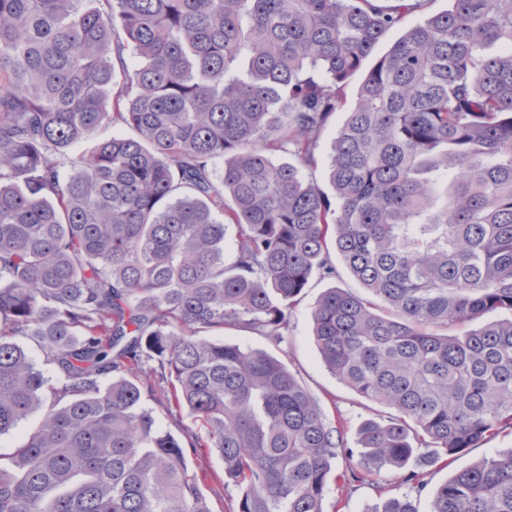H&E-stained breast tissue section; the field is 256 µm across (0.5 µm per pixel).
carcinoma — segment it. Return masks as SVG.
Returning a JSON list of instances; mask_svg holds the SVG:
<instances>
[{
    "mask_svg": "<svg viewBox=\"0 0 512 512\" xmlns=\"http://www.w3.org/2000/svg\"><path fill=\"white\" fill-rule=\"evenodd\" d=\"M105 2L0 0V437L42 413L0 453V512H211L187 459L209 450L233 512H324L331 479L381 494L383 469L512 433V318L484 320L512 313V0L411 24L428 0ZM398 27L332 141L333 205L302 169ZM104 125L132 134L68 155ZM332 249L377 302L319 297L322 362L395 411L337 476L344 430L286 364L204 336L282 342ZM428 512H512V450ZM145 405L153 410V414L162 428L169 429L177 434L179 424L191 425V418L186 412L177 413L176 416L171 415L166 409L149 399L145 401ZM40 421V413L36 412L30 415L21 425L9 435L1 437L0 440V453H7L11 448L18 445L27 432L34 428Z\"/></svg>",
    "mask_w": 512,
    "mask_h": 512,
    "instance_id": "carcinoma-1",
    "label": "carcinoma"
}]
</instances>
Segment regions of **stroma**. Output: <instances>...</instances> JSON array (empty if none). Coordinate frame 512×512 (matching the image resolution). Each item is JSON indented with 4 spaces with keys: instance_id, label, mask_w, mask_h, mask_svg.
Wrapping results in <instances>:
<instances>
[{
    "instance_id": "obj_1",
    "label": "stroma",
    "mask_w": 512,
    "mask_h": 512,
    "mask_svg": "<svg viewBox=\"0 0 512 512\" xmlns=\"http://www.w3.org/2000/svg\"><path fill=\"white\" fill-rule=\"evenodd\" d=\"M344 288L361 292L360 283L347 270H340L337 277L313 276L299 301L291 310L288 334L283 342L276 343L265 337L244 330L225 331L226 341L252 349L263 350L282 360L289 370L297 375L323 406L328 417L340 419L346 431L345 440L349 448L357 446V431L360 423L369 416L386 417L387 408L373 404L344 386L324 366L313 336L312 311L317 299L330 288ZM512 448V434L504 432L491 436L466 453L452 457L449 464L440 463L427 467L428 490L417 493L404 482V470L384 469L375 477L376 484L384 485L391 498L412 497L419 512H427L428 492L467 468L476 459Z\"/></svg>"
}]
</instances>
